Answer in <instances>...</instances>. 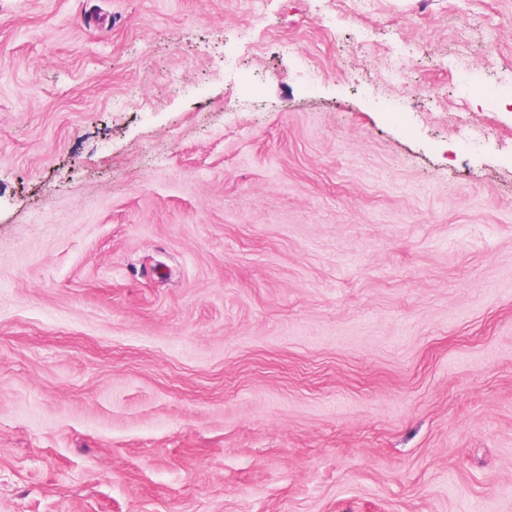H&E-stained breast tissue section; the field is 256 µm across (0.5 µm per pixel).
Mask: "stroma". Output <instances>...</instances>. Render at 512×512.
<instances>
[{"label": "stroma", "instance_id": "obj_1", "mask_svg": "<svg viewBox=\"0 0 512 512\" xmlns=\"http://www.w3.org/2000/svg\"><path fill=\"white\" fill-rule=\"evenodd\" d=\"M0 512H512V0H0Z\"/></svg>", "mask_w": 512, "mask_h": 512}]
</instances>
